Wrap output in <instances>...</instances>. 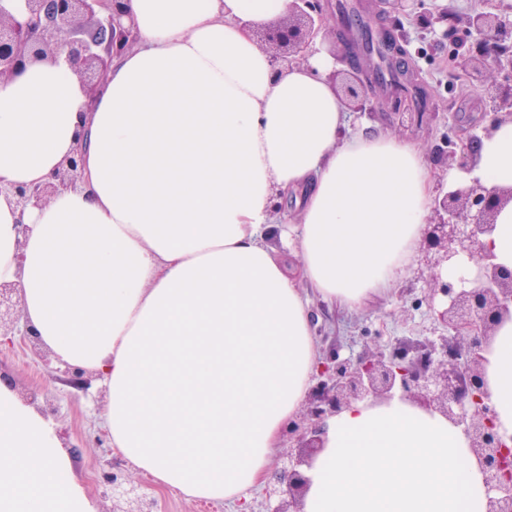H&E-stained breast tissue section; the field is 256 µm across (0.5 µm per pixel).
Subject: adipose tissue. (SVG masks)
<instances>
[{"label":"adipose tissue","mask_w":512,"mask_h":512,"mask_svg":"<svg viewBox=\"0 0 512 512\" xmlns=\"http://www.w3.org/2000/svg\"><path fill=\"white\" fill-rule=\"evenodd\" d=\"M289 0H128L137 44L88 98L65 62L0 82V180H48L88 133L84 182L39 208L0 196V281L57 364L97 371L112 451L186 498L248 501L321 362L310 303L356 313L419 250L434 184L421 149L352 133L314 51L278 75L251 28ZM472 150L512 189V118ZM297 191L288 271L269 244ZM30 227L19 236L18 224ZM512 436V319L485 353ZM302 512H486L463 432L410 403L329 417ZM0 512H96L56 424L0 382Z\"/></svg>","instance_id":"obj_1"}]
</instances>
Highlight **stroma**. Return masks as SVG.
<instances>
[{
    "instance_id": "1",
    "label": "stroma",
    "mask_w": 512,
    "mask_h": 512,
    "mask_svg": "<svg viewBox=\"0 0 512 512\" xmlns=\"http://www.w3.org/2000/svg\"><path fill=\"white\" fill-rule=\"evenodd\" d=\"M348 2L369 18L372 28L384 26L394 33L402 47L399 59L412 73L421 97L401 113L389 109L350 113L352 131L369 128L408 139L427 155L447 149L449 141L463 134H481L487 117L474 89L465 87L462 71L452 61L461 48L443 36L448 26L445 15H460L470 9L512 15V0H412L404 11L387 4L375 6L370 0ZM423 13L434 17L432 28L419 27L417 17ZM427 270L425 255H418L409 274L398 281L394 294L370 303L355 316L312 301L313 331L322 353L356 357L377 345L432 335L436 323L426 300ZM0 370L10 375L20 397H36L42 412L58 426L76 477L97 512L112 508L104 479L108 472L143 485L145 492L157 498L160 512H237L230 503H200L161 489L113 455L103 426L108 393L94 372H85L84 385L66 383L64 370L52 356L41 357L27 348L0 355Z\"/></svg>"
}]
</instances>
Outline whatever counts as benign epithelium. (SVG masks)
Listing matches in <instances>:
<instances>
[{
  "instance_id": "7a95c632",
  "label": "benign epithelium",
  "mask_w": 512,
  "mask_h": 512,
  "mask_svg": "<svg viewBox=\"0 0 512 512\" xmlns=\"http://www.w3.org/2000/svg\"><path fill=\"white\" fill-rule=\"evenodd\" d=\"M126 0H0V82L11 79L27 65L51 63L63 57L72 67L88 97L103 84L112 59L137 43L134 21L128 18ZM463 26L452 22L446 38L465 44L459 64L481 97L484 112L512 117V17L471 11ZM368 21L336 16L332 3L289 0L288 12L270 25L252 28L259 46L269 55L274 73L303 63L314 39L337 33L351 43L349 32ZM507 73V80L498 77ZM339 93L353 111L367 110L376 86L358 70L342 74ZM480 142L474 135L461 142L448 141V158L468 169L469 148ZM86 143L78 141L68 156L42 183L0 184L17 207L40 206L59 191L75 189L82 181ZM512 190H489L479 181L462 183L434 197L426 224L422 251L429 258L428 300L438 303L436 336L400 340L378 346L364 356H329L319 370V381L308 393L306 416L293 422L288 433L294 449L276 473L277 486L266 497L280 504L271 512H301L309 487L304 470L324 448V425L358 402H383L399 398L438 413L462 429L477 459L491 496L486 512H512V443L497 430L489 401L484 353L496 328L512 318V270L496 262L484 239L495 227ZM466 253L474 261L477 286L460 288L441 277L443 266ZM15 341L35 350L39 339L23 322L18 286L0 282V347ZM110 512H158L157 503L140 488L112 476Z\"/></svg>"
}]
</instances>
